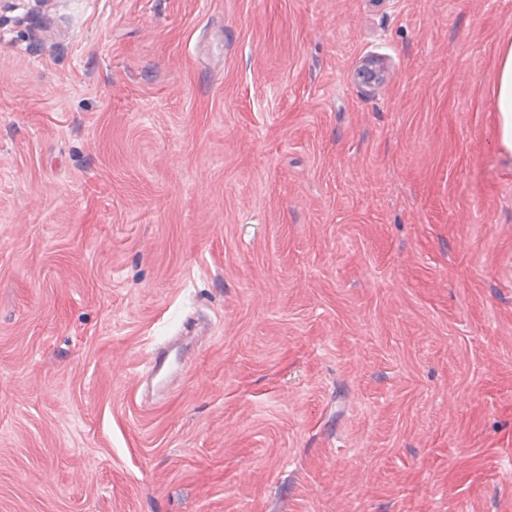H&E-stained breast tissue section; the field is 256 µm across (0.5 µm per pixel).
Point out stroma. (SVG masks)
I'll return each mask as SVG.
<instances>
[{"label": "stroma", "instance_id": "stroma-1", "mask_svg": "<svg viewBox=\"0 0 512 512\" xmlns=\"http://www.w3.org/2000/svg\"><path fill=\"white\" fill-rule=\"evenodd\" d=\"M508 41L512 0H0V512H512ZM497 121V145L512 158V42L500 52L499 74L494 89Z\"/></svg>", "mask_w": 512, "mask_h": 512}]
</instances>
